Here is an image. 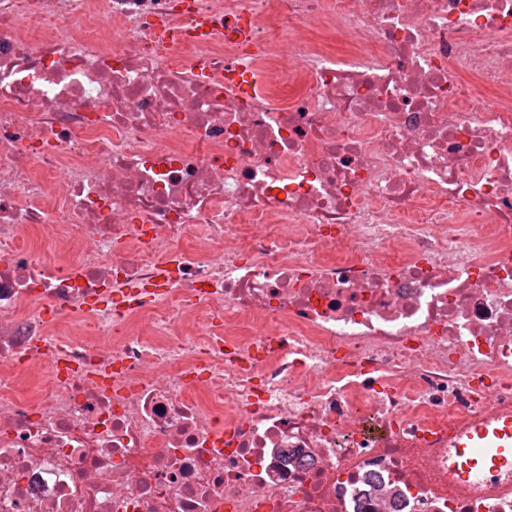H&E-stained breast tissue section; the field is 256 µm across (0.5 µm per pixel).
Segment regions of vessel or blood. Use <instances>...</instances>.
Instances as JSON below:
<instances>
[{
	"instance_id": "obj_1",
	"label": "vessel or blood",
	"mask_w": 512,
	"mask_h": 512,
	"mask_svg": "<svg viewBox=\"0 0 512 512\" xmlns=\"http://www.w3.org/2000/svg\"><path fill=\"white\" fill-rule=\"evenodd\" d=\"M461 459V479L482 478L489 490L500 488L499 476L512 472V416L473 425L451 443Z\"/></svg>"
}]
</instances>
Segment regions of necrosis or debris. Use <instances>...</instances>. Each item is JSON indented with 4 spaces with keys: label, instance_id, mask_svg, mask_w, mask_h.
<instances>
[{
    "label": "necrosis or debris",
    "instance_id": "4bbe7bcc",
    "mask_svg": "<svg viewBox=\"0 0 512 512\" xmlns=\"http://www.w3.org/2000/svg\"><path fill=\"white\" fill-rule=\"evenodd\" d=\"M505 414L512 0H0V512H512ZM495 419L473 425L450 445L462 460L460 478L480 477L489 491L502 490L499 475L512 472V416Z\"/></svg>",
    "mask_w": 512,
    "mask_h": 512
}]
</instances>
